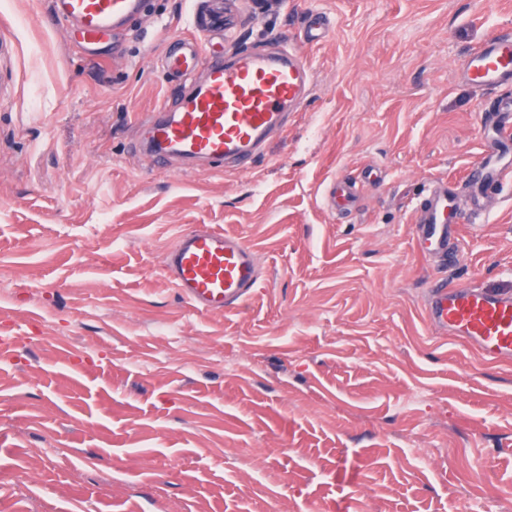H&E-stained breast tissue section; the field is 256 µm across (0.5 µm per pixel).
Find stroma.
<instances>
[{
  "mask_svg": "<svg viewBox=\"0 0 512 512\" xmlns=\"http://www.w3.org/2000/svg\"><path fill=\"white\" fill-rule=\"evenodd\" d=\"M148 2L83 61L48 0H0V512H512V359L425 311L438 278L512 292V179L447 254L415 222L437 180L470 195L489 96L457 71L512 0H242L224 31L220 0ZM179 34L306 57L251 169L135 151L185 92L159 63ZM196 224L257 253L243 306L162 276Z\"/></svg>",
  "mask_w": 512,
  "mask_h": 512,
  "instance_id": "35a3bbf8",
  "label": "stroma"
}]
</instances>
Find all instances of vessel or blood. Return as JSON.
<instances>
[{
    "instance_id": "vessel-or-blood-1",
    "label": "vessel or blood",
    "mask_w": 512,
    "mask_h": 512,
    "mask_svg": "<svg viewBox=\"0 0 512 512\" xmlns=\"http://www.w3.org/2000/svg\"><path fill=\"white\" fill-rule=\"evenodd\" d=\"M146 0H49L53 19L79 31L83 49L110 36H120L140 16ZM164 68L189 82L186 94L165 100L155 111L138 116L146 130L144 151L160 160L201 161L211 169L235 162L251 168L260 158L268 135L287 129L300 111L313 84L306 59L284 48L276 55L242 51L233 61L211 55L204 42L178 40L163 58ZM204 67L201 84H193L197 67ZM462 82L481 89L512 86V30L490 35L463 61ZM491 110L499 136L490 140L483 163L470 177L480 193L470 200L479 209L483 198L512 175L499 160L505 137L512 135V99L495 102ZM458 217L451 186L429 187L417 212L426 225L428 246L448 251L450 226ZM163 275L183 299L200 312L217 313L237 308L248 300L261 280L257 255L240 239L206 225L181 233L161 260ZM426 314L441 333L461 339L488 360L512 356V293L434 282L427 291Z\"/></svg>"
}]
</instances>
